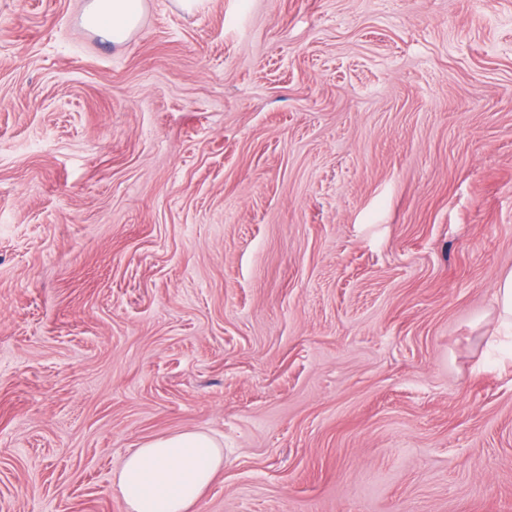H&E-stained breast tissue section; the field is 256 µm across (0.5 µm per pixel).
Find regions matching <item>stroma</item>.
<instances>
[{"label": "stroma", "mask_w": 512, "mask_h": 512, "mask_svg": "<svg viewBox=\"0 0 512 512\" xmlns=\"http://www.w3.org/2000/svg\"><path fill=\"white\" fill-rule=\"evenodd\" d=\"M0 0V512H512V0ZM145 0H91L83 10V21L104 40L120 45L139 29ZM495 294L499 324L512 327V271L499 278ZM224 466V448L204 431L145 441L124 458L115 488L126 512H195Z\"/></svg>", "instance_id": "1"}]
</instances>
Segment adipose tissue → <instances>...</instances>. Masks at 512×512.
I'll list each match as a JSON object with an SVG mask.
<instances>
[{"label": "adipose tissue", "instance_id": "ef3b65f1", "mask_svg": "<svg viewBox=\"0 0 512 512\" xmlns=\"http://www.w3.org/2000/svg\"><path fill=\"white\" fill-rule=\"evenodd\" d=\"M145 0H89L83 21L119 45L139 29ZM224 466L221 443L204 431H183L145 441L124 458L115 488L125 512H195Z\"/></svg>", "mask_w": 512, "mask_h": 512}]
</instances>
